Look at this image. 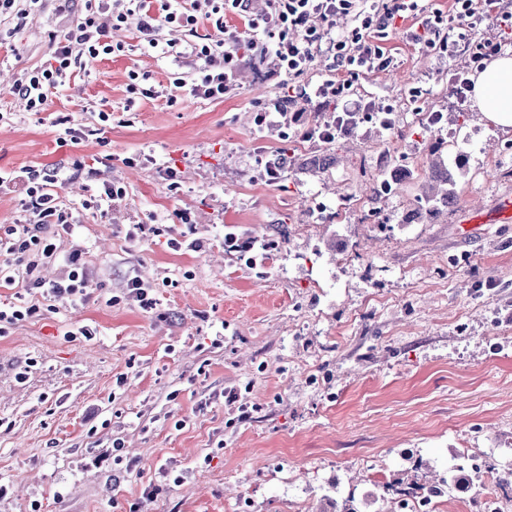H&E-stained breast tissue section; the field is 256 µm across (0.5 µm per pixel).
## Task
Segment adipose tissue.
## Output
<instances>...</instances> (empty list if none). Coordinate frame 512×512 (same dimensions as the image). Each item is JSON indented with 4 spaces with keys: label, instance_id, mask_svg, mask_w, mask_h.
<instances>
[{
    "label": "adipose tissue",
    "instance_id": "adipose-tissue-1",
    "mask_svg": "<svg viewBox=\"0 0 512 512\" xmlns=\"http://www.w3.org/2000/svg\"><path fill=\"white\" fill-rule=\"evenodd\" d=\"M474 96L484 119L502 129L512 128V57L492 60L474 83Z\"/></svg>",
    "mask_w": 512,
    "mask_h": 512
}]
</instances>
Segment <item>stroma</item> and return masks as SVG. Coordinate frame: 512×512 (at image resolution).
<instances>
[{"mask_svg": "<svg viewBox=\"0 0 512 512\" xmlns=\"http://www.w3.org/2000/svg\"><path fill=\"white\" fill-rule=\"evenodd\" d=\"M83 5L43 0L22 21L0 19L14 31L0 44V170L64 168L69 204L106 183L126 191L57 238L63 258L81 243L89 299L0 336V512H333L348 500L391 512L369 493L370 471L408 489L451 469L466 480L442 512H465L470 450L511 501L512 223L459 228L467 209L490 214L512 197L501 148L512 129L488 124L473 98L451 110L448 76L466 55L438 59L390 32L394 68L361 76L357 91L391 110L392 129L323 143L306 135L317 107L301 101L280 132L255 127V106L288 92L270 61L246 62L224 99L191 95L187 48L215 36L209 20L162 28L185 53L176 63L146 47L132 16L112 33L117 51L74 68L45 111L27 110L17 80L51 60ZM134 73L157 97L133 96ZM435 111L448 120L428 126ZM149 150L155 163L129 164ZM282 154L281 179L265 182L262 162ZM459 157L455 200L404 223L432 162ZM318 202L338 220L318 221ZM372 211L386 228L364 221ZM133 224L152 230L131 241ZM231 233L251 250L230 249ZM181 236L200 250L174 251ZM133 277L156 310L127 298ZM75 322L96 336L67 337Z\"/></svg>", "mask_w": 512, "mask_h": 512, "instance_id": "1", "label": "stroma"}]
</instances>
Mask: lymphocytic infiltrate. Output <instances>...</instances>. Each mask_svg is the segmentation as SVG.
I'll return each instance as SVG.
<instances>
[{"instance_id":"f902f5d3","label":"lymphocytic infiltrate","mask_w":512,"mask_h":512,"mask_svg":"<svg viewBox=\"0 0 512 512\" xmlns=\"http://www.w3.org/2000/svg\"><path fill=\"white\" fill-rule=\"evenodd\" d=\"M268 10L253 16L250 0H192V10L172 9L159 17L151 13L149 0H125L123 10L112 13L111 26L99 22L103 0H86L70 29L54 42V63L41 72L17 83L19 94L29 109L44 110L50 89L65 84L75 65L88 63L113 51L112 32L120 28L129 15L139 17L138 28L149 48L178 59L182 53L175 43H162V24L194 27L199 18L211 20L219 32L217 40L193 44L192 54L199 60L197 76L190 85L191 94L211 100L230 95L245 57L271 58L278 69L290 77H299L320 53L332 60L336 76L315 84L300 86L298 99L317 101L335 115L332 125L314 130L313 135L327 142L343 133L346 126L358 127L374 122L391 128V112L358 96L354 85L365 73L388 70L394 64L382 41L397 20L421 17L422 22L407 33L410 42L423 46L434 56L467 53L472 70L479 71L486 61L499 55L505 45L496 38H473L471 25L494 16L501 30H512V12L498 6L497 0H455L454 14L423 18L422 0H267ZM204 7L203 16L194 8ZM247 18L252 32L241 40L237 32L227 30L226 13ZM348 27H339V19ZM61 172L31 171L24 177L0 172V186L21 183V216L13 223L0 225V286L14 289L13 302L0 305V335L19 322L36 318L45 302L84 301L88 270L82 263V251L73 248L57 280H46L44 266L57 259L54 239L59 233L73 230L76 209L106 212L111 201L124 196L123 188L104 185L102 192L82 201L80 207L64 206L56 190Z\"/></svg>"}]
</instances>
